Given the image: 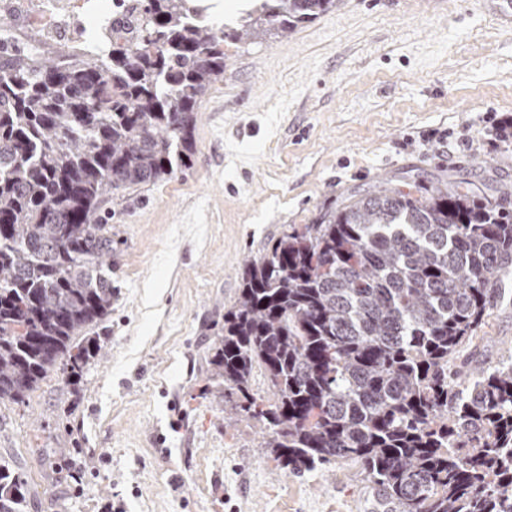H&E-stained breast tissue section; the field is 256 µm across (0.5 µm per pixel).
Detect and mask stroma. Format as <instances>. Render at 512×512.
<instances>
[{"instance_id":"35a3bbf8","label":"stroma","mask_w":512,"mask_h":512,"mask_svg":"<svg viewBox=\"0 0 512 512\" xmlns=\"http://www.w3.org/2000/svg\"><path fill=\"white\" fill-rule=\"evenodd\" d=\"M511 124L512 28L488 0H338L225 44L189 168L108 207L101 358L0 403L25 512H377L355 462L277 467L263 423L212 393L207 353L245 259L355 192L443 178L512 200ZM511 357L512 276L455 363Z\"/></svg>"}]
</instances>
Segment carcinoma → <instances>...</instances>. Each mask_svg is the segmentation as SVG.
<instances>
[{
  "label": "carcinoma",
  "instance_id": "1",
  "mask_svg": "<svg viewBox=\"0 0 512 512\" xmlns=\"http://www.w3.org/2000/svg\"><path fill=\"white\" fill-rule=\"evenodd\" d=\"M136 35L53 58L0 51V403L51 373L80 381L111 311L108 200L171 178L224 41L290 31L335 0H253L238 29L194 0H143ZM512 263V211L443 180L374 186L245 263L208 360L219 397L263 422L303 474L360 463L382 512H512V358L456 380L454 359ZM260 369L270 397L253 393ZM26 481L0 466V512Z\"/></svg>",
  "mask_w": 512,
  "mask_h": 512
}]
</instances>
